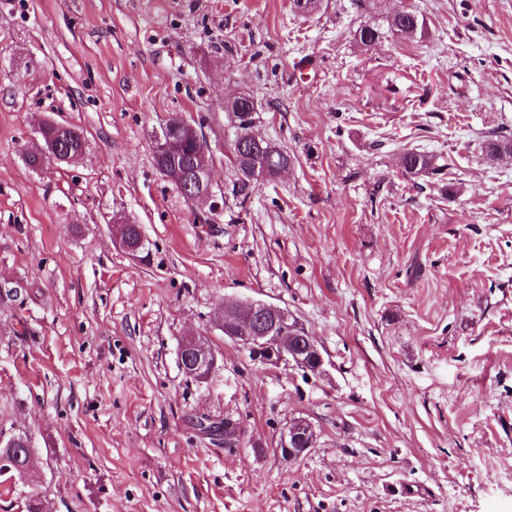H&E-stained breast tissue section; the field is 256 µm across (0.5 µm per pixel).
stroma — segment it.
Instances as JSON below:
<instances>
[{
    "label": "stroma",
    "instance_id": "1",
    "mask_svg": "<svg viewBox=\"0 0 512 512\" xmlns=\"http://www.w3.org/2000/svg\"><path fill=\"white\" fill-rule=\"evenodd\" d=\"M425 35L387 33L401 2ZM385 30L370 48L359 26ZM294 162L237 178L224 103ZM206 139L212 202H187L153 142ZM85 157L32 171L39 122ZM512 0H0V436L27 434L43 512H512ZM408 150L436 155L409 178ZM139 224L144 252L111 220ZM287 308L323 376L252 360L225 302ZM205 337L207 379L179 346ZM318 438L289 464L279 435ZM231 420L238 448L205 432ZM45 146L54 153H68L87 146L88 140L79 127L47 121L40 129ZM481 148L485 158L494 163L503 153L512 156V137L498 128L493 129L483 136ZM400 167L403 175L407 177H419L437 174V171H440L441 167L444 166L436 164L434 155L409 150L401 155ZM316 441L313 423L305 417H297L281 433L278 453L282 460L293 464L304 458L315 447Z\"/></svg>",
    "mask_w": 512,
    "mask_h": 512
}]
</instances>
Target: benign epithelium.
<instances>
[{
	"mask_svg": "<svg viewBox=\"0 0 512 512\" xmlns=\"http://www.w3.org/2000/svg\"><path fill=\"white\" fill-rule=\"evenodd\" d=\"M194 141L201 155L209 152V146L196 127L175 118L166 123L162 136L154 145V152L166 160L181 151L182 138ZM190 199L211 196L209 169L198 165L193 180L181 181ZM224 337L244 346L252 356L264 363H285L306 374L321 376L326 372V361L317 341L300 321L287 309L262 300L247 303L236 301L224 307V316L216 322ZM179 354L185 355L190 375L198 380L211 373L216 356L207 341L183 340ZM317 432L313 423L305 417H297L288 423L279 438L278 453L282 460L293 464L304 458L315 447Z\"/></svg>",
	"mask_w": 512,
	"mask_h": 512,
	"instance_id": "1",
	"label": "benign epithelium"
}]
</instances>
